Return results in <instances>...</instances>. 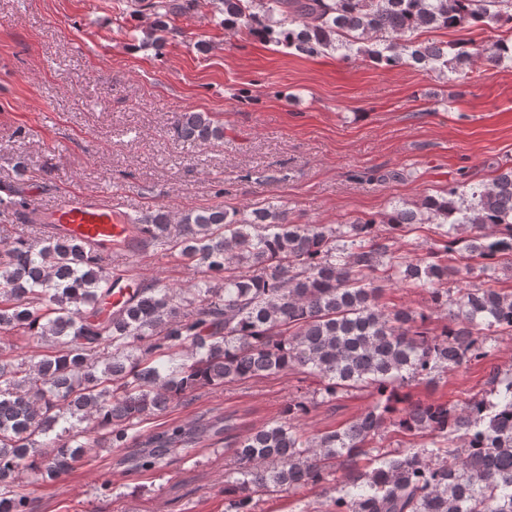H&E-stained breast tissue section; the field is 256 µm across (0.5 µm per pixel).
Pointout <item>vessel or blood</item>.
<instances>
[{
    "label": "vessel or blood",
    "instance_id": "obj_1",
    "mask_svg": "<svg viewBox=\"0 0 512 512\" xmlns=\"http://www.w3.org/2000/svg\"><path fill=\"white\" fill-rule=\"evenodd\" d=\"M48 237L76 239L101 254L126 250L132 224L117 193L93 196L68 194L61 198L46 226Z\"/></svg>",
    "mask_w": 512,
    "mask_h": 512
}]
</instances>
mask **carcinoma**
I'll use <instances>...</instances> for the list:
<instances>
[{"mask_svg":"<svg viewBox=\"0 0 512 512\" xmlns=\"http://www.w3.org/2000/svg\"><path fill=\"white\" fill-rule=\"evenodd\" d=\"M157 23L181 0H152ZM221 23L303 54L332 51L386 67L421 65L460 82L483 59L512 62V40L491 45L417 40L424 29L512 32V0H215ZM178 138L224 137L211 114L179 112ZM135 245L164 247L193 271L187 288L136 282L112 307L118 279L105 257L77 241L16 239L0 251V334L40 342L34 356L0 351V512H30L27 472L56 480L85 455L129 448L127 470L154 472L224 436V512H256L262 496L306 486L327 494L326 512H512V371L492 370L463 403L411 401V382L492 355L512 335V291L493 288L512 270V167L488 182L455 180L381 216L347 224H294L275 206L246 216L221 205L172 224L162 206L132 217ZM437 226L440 244L398 261L399 236ZM421 288L431 316L381 303L384 283ZM303 370L333 401L368 392L370 406L331 432L301 427L317 400L290 398L280 417L236 434L237 415L162 423L144 419L201 390ZM392 430L413 439L387 448ZM96 433L89 443L86 438Z\"/></svg>","mask_w":512,"mask_h":512,"instance_id":"1","label":"carcinoma"}]
</instances>
